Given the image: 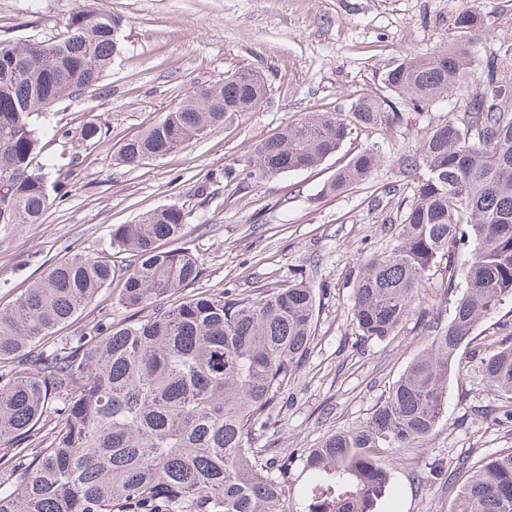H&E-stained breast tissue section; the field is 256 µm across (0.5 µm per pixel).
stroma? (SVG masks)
I'll return each mask as SVG.
<instances>
[{"instance_id":"35a3bbf8","label":"stroma","mask_w":512,"mask_h":512,"mask_svg":"<svg viewBox=\"0 0 512 512\" xmlns=\"http://www.w3.org/2000/svg\"><path fill=\"white\" fill-rule=\"evenodd\" d=\"M96 2L122 17L123 50L103 90L63 100L38 120L46 130L39 163L49 169L73 154L79 163L44 223L0 228V308L74 253L110 256L113 226L169 204L185 214L181 243L204 268L200 290L230 288L256 298L303 281L318 306L310 351L251 441L261 456L287 463L283 495L296 507L308 481L305 450L365 423L452 313L443 259L418 288L410 317L383 340L363 338L353 325V288L365 259L395 244L392 225L411 196L400 172L403 154L483 92L487 65L512 55V0ZM82 3L0 0V37L53 38ZM462 7L483 23L469 36L472 73L447 97L420 110L399 106L397 125L361 129L316 167L225 178L226 168L287 124L313 112L346 114L363 95L387 96L385 71L405 55L447 49ZM241 69L261 73L269 86L256 109L162 159L133 169L116 163L127 139L197 87ZM89 122L100 124L102 134L86 141L80 130ZM370 146L383 159L366 183L326 193L337 169ZM474 334L448 379L442 418L426 440L398 451L375 512H449L458 487L442 469L512 448V423L501 418L512 402L494 395L484 376L486 344L512 337V299L481 319Z\"/></svg>"}]
</instances>
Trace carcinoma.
I'll return each mask as SVG.
<instances>
[{"instance_id": "1", "label": "carcinoma", "mask_w": 512, "mask_h": 512, "mask_svg": "<svg viewBox=\"0 0 512 512\" xmlns=\"http://www.w3.org/2000/svg\"><path fill=\"white\" fill-rule=\"evenodd\" d=\"M480 24L455 18L459 40L390 67L384 83L422 108L472 66L464 38ZM120 17L86 3L57 39L0 40V226L40 224L55 202L35 164L41 132L34 118L62 98L99 86L121 53ZM507 72L490 65V90L471 98L460 121L433 129L407 154L404 173H425L396 225L397 244L367 260L354 288L352 317L381 340L410 316L415 293L437 259L445 288L465 282L448 323L435 330L363 425L329 435L304 455L309 484L297 512H374L389 488L399 448L424 440L443 414L448 376L477 323L512 297V94ZM267 96L264 79L243 70L199 87L163 119L124 142L119 163L136 168L249 112ZM395 101L363 96L338 117L312 114L261 142L226 177H275L318 165L362 127L391 126ZM365 148L336 171L328 189L365 181L380 164ZM176 205L112 228L113 254L127 256L116 307L92 320L72 344L50 339L109 286L112 260L76 253L50 267L9 309L0 308V512H285L286 463L250 448L270 408L310 349L315 291L302 284L258 299L230 289L203 291L167 308L161 299L202 275L182 236ZM489 386L512 399V342L485 347ZM460 483L452 512H512V449L477 465L448 468Z\"/></svg>"}]
</instances>
